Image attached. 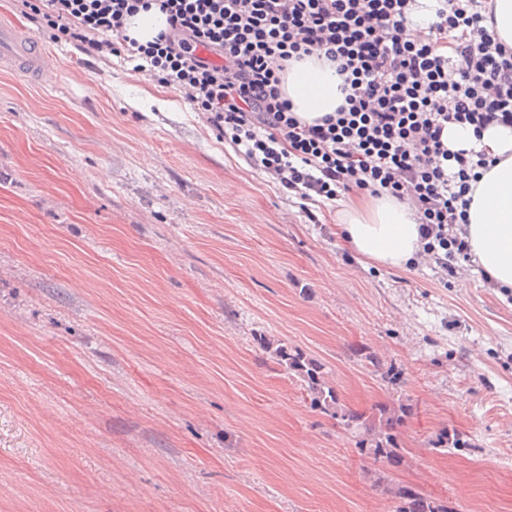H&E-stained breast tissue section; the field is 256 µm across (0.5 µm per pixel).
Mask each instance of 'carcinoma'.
<instances>
[{"label": "carcinoma", "instance_id": "1", "mask_svg": "<svg viewBox=\"0 0 512 512\" xmlns=\"http://www.w3.org/2000/svg\"><path fill=\"white\" fill-rule=\"evenodd\" d=\"M263 348L286 370L307 384L311 405L339 419L344 429L357 434L358 453L383 466L396 468L406 452L399 436L408 408L403 403L376 405L368 412L345 407L336 389L325 381L324 365L298 348L263 341ZM375 485L399 501L396 512H454L448 503L431 498L411 485H394L387 472L376 473Z\"/></svg>", "mask_w": 512, "mask_h": 512}]
</instances>
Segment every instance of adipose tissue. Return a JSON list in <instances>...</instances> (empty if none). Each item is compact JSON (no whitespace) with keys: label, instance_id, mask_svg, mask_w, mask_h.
I'll return each mask as SVG.
<instances>
[{"label":"adipose tissue","instance_id":"adipose-tissue-1","mask_svg":"<svg viewBox=\"0 0 512 512\" xmlns=\"http://www.w3.org/2000/svg\"><path fill=\"white\" fill-rule=\"evenodd\" d=\"M342 77L316 58L294 63L283 91L298 116L311 120L342 104ZM443 140L449 149H474L497 160L474 183L468 208L471 250L482 269L500 288H512V126L492 125L478 131L451 124ZM347 223L337 234L361 258L399 268L412 258L420 235L415 214L390 198L350 200Z\"/></svg>","mask_w":512,"mask_h":512}]
</instances>
